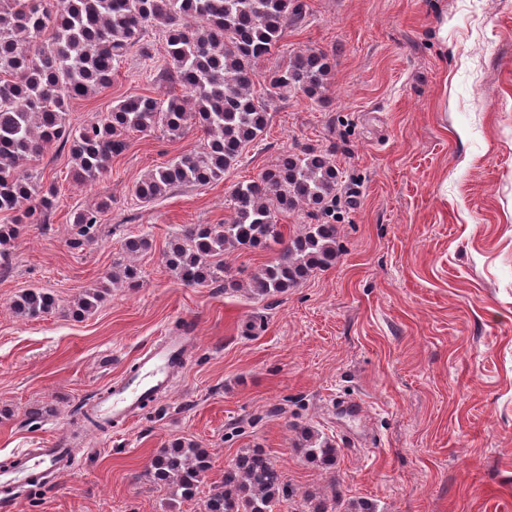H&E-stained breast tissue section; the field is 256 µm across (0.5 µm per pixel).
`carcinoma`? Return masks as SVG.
<instances>
[{"mask_svg": "<svg viewBox=\"0 0 512 512\" xmlns=\"http://www.w3.org/2000/svg\"><path fill=\"white\" fill-rule=\"evenodd\" d=\"M306 18L299 0H0V266L26 224H46L57 193L43 189L29 163L56 146L68 150L72 180L98 182L112 157L134 133L157 129L173 136L190 127L204 144L165 166L148 171L132 188L141 203L155 202L172 189L221 180L246 148L259 143L269 124L267 103L295 93L321 99L331 70L329 54L308 49L269 73L263 96L254 92L258 62L280 47L288 28ZM149 27L162 31L165 54L159 81L179 86L180 96L150 95L123 100L96 123L75 128L71 101L94 96L112 77ZM341 173L329 154L304 149L284 154L260 176L236 183L231 214L222 224H186L164 252L166 266L187 285L224 280V255L231 251L272 250L276 257L250 275L258 297H274L298 287L314 271L336 264L338 228L330 221ZM311 209L312 223L282 241L278 216L298 207ZM105 199L74 212L75 242L94 238L111 210ZM145 236L128 238L114 262L109 282L138 285L135 258L148 250ZM104 298L95 290L75 302L76 314L93 312ZM56 308L41 288H30L12 303L14 312L38 320ZM76 420L89 430L106 431L92 408L79 407ZM297 450L312 463L336 461L337 448L318 431L303 427ZM209 469V454L193 441L176 440L150 463L154 481L174 498L195 496ZM288 498L275 463L260 449L241 452L224 467L223 483L209 494L202 512H274Z\"/></svg>", "mask_w": 512, "mask_h": 512, "instance_id": "carcinoma-1", "label": "carcinoma"}]
</instances>
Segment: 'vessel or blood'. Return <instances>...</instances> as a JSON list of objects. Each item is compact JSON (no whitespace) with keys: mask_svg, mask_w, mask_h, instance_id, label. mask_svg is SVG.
<instances>
[{"mask_svg":"<svg viewBox=\"0 0 512 512\" xmlns=\"http://www.w3.org/2000/svg\"><path fill=\"white\" fill-rule=\"evenodd\" d=\"M189 347L181 337L168 338L143 351L135 371L111 390L102 392L96 403L101 419L128 418L133 416L144 399L165 389L173 372L186 365ZM65 465L69 462L68 450L63 442L53 441L46 448H28L18 456L16 466L0 470V484L8 485L31 480L45 473L50 461Z\"/></svg>","mask_w":512,"mask_h":512,"instance_id":"obj_1","label":"vessel or blood"}]
</instances>
